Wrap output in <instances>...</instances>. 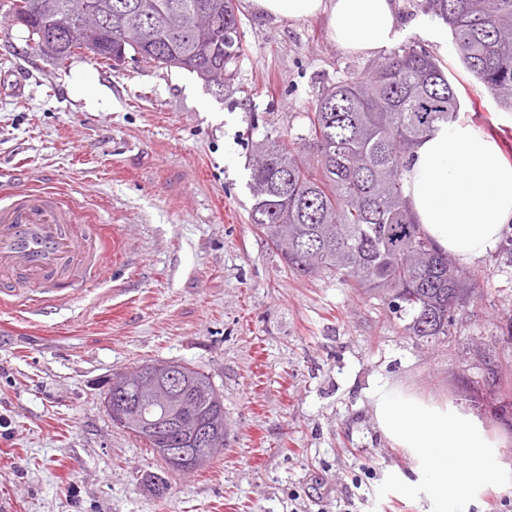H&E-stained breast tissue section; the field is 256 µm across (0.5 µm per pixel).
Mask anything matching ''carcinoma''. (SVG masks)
I'll return each mask as SVG.
<instances>
[{"label": "carcinoma", "instance_id": "carcinoma-1", "mask_svg": "<svg viewBox=\"0 0 512 512\" xmlns=\"http://www.w3.org/2000/svg\"><path fill=\"white\" fill-rule=\"evenodd\" d=\"M452 36L464 68L504 105H512V0H426ZM32 35L33 49L64 66L90 53L106 63L126 55L192 72L208 87L224 85L237 56L235 0H0ZM233 44L224 46V35ZM425 45L410 41L322 88L307 113L304 154L274 139L256 145L248 183L255 224L303 277L332 273L352 288L391 296L396 313H412L407 330L436 339L467 300V275L416 224L403 195L407 158L438 122L451 123L460 102ZM187 387L208 397L191 407L208 421L211 451L224 450V404L210 378L180 362ZM122 428L145 441L165 469L166 457L142 413Z\"/></svg>", "mask_w": 512, "mask_h": 512}]
</instances>
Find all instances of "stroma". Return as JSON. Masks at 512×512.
<instances>
[{
    "label": "stroma",
    "instance_id": "35a3bbf8",
    "mask_svg": "<svg viewBox=\"0 0 512 512\" xmlns=\"http://www.w3.org/2000/svg\"><path fill=\"white\" fill-rule=\"evenodd\" d=\"M242 34L222 90L196 74L36 53L0 13V171L84 202L121 259L33 319L0 305V503L5 512H434L405 449L374 418L395 385L465 402L512 465V224L462 261L471 292L449 336L410 335L384 295L301 277L249 220L255 143L301 148L322 87L364 73L319 15L274 20L236 0ZM454 84L460 121L512 162V109L421 31ZM95 90L88 110L72 82ZM179 361L224 401V450L199 471L163 468L118 428L104 396L119 370ZM479 391L462 399L463 381ZM164 480L158 499L152 484Z\"/></svg>",
    "mask_w": 512,
    "mask_h": 512
}]
</instances>
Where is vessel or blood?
<instances>
[{"label": "vessel or blood", "instance_id": "vessel-or-blood-1", "mask_svg": "<svg viewBox=\"0 0 512 512\" xmlns=\"http://www.w3.org/2000/svg\"><path fill=\"white\" fill-rule=\"evenodd\" d=\"M78 210L35 186L0 200L1 300L37 316L109 275L113 260L98 227L77 223Z\"/></svg>", "mask_w": 512, "mask_h": 512}]
</instances>
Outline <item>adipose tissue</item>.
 <instances>
[{
    "mask_svg": "<svg viewBox=\"0 0 512 512\" xmlns=\"http://www.w3.org/2000/svg\"><path fill=\"white\" fill-rule=\"evenodd\" d=\"M257 15L303 20L325 14L331 40L347 53L370 55L423 30L441 40L430 15L404 19L398 0H246ZM403 193L422 230L443 251L474 260L494 251L512 223V164L477 127L438 123L413 150ZM383 435L407 449L428 497L440 506L474 499L512 483L500 439L463 405L425 400L396 386L372 393Z\"/></svg>",
    "mask_w": 512,
    "mask_h": 512,
    "instance_id": "1",
    "label": "adipose tissue"
}]
</instances>
